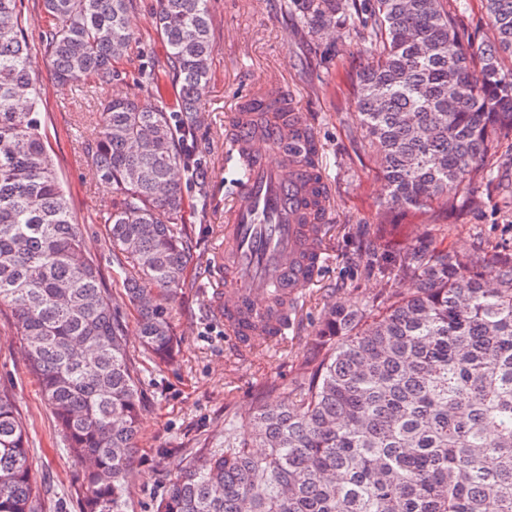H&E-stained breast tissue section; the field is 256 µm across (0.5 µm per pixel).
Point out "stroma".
<instances>
[{
	"label": "stroma",
	"mask_w": 512,
	"mask_h": 512,
	"mask_svg": "<svg viewBox=\"0 0 512 512\" xmlns=\"http://www.w3.org/2000/svg\"><path fill=\"white\" fill-rule=\"evenodd\" d=\"M304 0H210L214 54L211 80L195 137L208 173V198L189 196L180 221L193 241V257L173 301L179 354L168 364L141 356L135 329H128L130 354L138 356L141 416L130 512H150L183 465V448H207L224 437L225 417L243 415L260 394L276 404L294 386L327 304H350L375 297L382 286L365 254L387 246L430 241L465 253L497 245L512 249V144L502 143L488 158L485 176L470 200L458 203L451 218L415 212L387 213L373 147L354 104L351 75L370 56L359 25L373 0H354L355 22L333 33L314 31L304 17ZM457 24L469 42L493 38L485 0H452ZM157 0H135L139 39L117 65L116 94H138L142 67L164 72L167 49L158 38L153 14ZM21 15L40 72V116L51 142L74 216L91 255L103 258L107 189L92 179V160L83 137L97 100L58 88L45 70L39 41L49 24L43 0H21ZM275 84L301 112L319 149L329 185L330 220L324 226L326 262L319 277L301 292L287 338L263 350L243 351L225 337L224 324L208 315L207 288L224 252V202L233 188L229 112L252 90ZM386 227L384 237L375 225ZM0 385L12 388L29 429L33 471L44 495L45 512H80L83 467L62 449L52 413L30 373L10 308L0 309Z\"/></svg>",
	"instance_id": "stroma-1"
}]
</instances>
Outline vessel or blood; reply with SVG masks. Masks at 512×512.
Instances as JSON below:
<instances>
[{"label": "vessel or blood", "mask_w": 512, "mask_h": 512, "mask_svg": "<svg viewBox=\"0 0 512 512\" xmlns=\"http://www.w3.org/2000/svg\"><path fill=\"white\" fill-rule=\"evenodd\" d=\"M267 91L251 94L245 109L231 113L232 146L246 160L224 210L223 278L214 290L216 314L238 347L253 337L277 341L288 332L286 312L309 286L325 260L315 245V227L329 206L317 195L308 166L289 157L291 127L300 113L267 111ZM280 153L271 165L268 149Z\"/></svg>", "instance_id": "b4317fda"}]
</instances>
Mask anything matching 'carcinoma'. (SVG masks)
Returning a JSON list of instances; mask_svg holds the SVG:
<instances>
[{"mask_svg": "<svg viewBox=\"0 0 512 512\" xmlns=\"http://www.w3.org/2000/svg\"><path fill=\"white\" fill-rule=\"evenodd\" d=\"M43 57L64 90L100 94L85 149L112 196L103 212L112 282L136 315L143 352L178 353L172 300L193 244L178 217L206 198L194 131L211 77L209 0H158L154 17L178 88L108 95L137 41L132 0H43ZM317 28L354 24L352 0H304ZM495 42L461 37L448 0H375L372 60L354 103L387 210L431 213L484 174L512 141V0H485ZM40 84L18 0H0V307L64 448L86 464L82 512H129L139 366L51 156ZM289 151L318 166L309 131ZM376 300L324 311L275 409L224 419V443L175 448L185 464L153 512H512V251L423 244L386 254ZM0 512H43L27 424L0 389Z\"/></svg>", "mask_w": 512, "mask_h": 512, "instance_id": "carcinoma-1", "label": "carcinoma"}]
</instances>
